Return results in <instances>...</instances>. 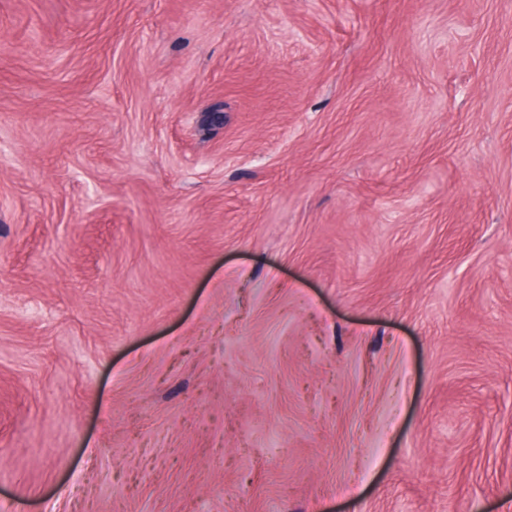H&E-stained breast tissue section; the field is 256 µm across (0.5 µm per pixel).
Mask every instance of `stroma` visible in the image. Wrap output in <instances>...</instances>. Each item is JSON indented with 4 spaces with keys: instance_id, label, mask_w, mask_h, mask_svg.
I'll return each mask as SVG.
<instances>
[{
    "instance_id": "stroma-1",
    "label": "stroma",
    "mask_w": 512,
    "mask_h": 512,
    "mask_svg": "<svg viewBox=\"0 0 512 512\" xmlns=\"http://www.w3.org/2000/svg\"><path fill=\"white\" fill-rule=\"evenodd\" d=\"M0 512H512V0H0Z\"/></svg>"
}]
</instances>
